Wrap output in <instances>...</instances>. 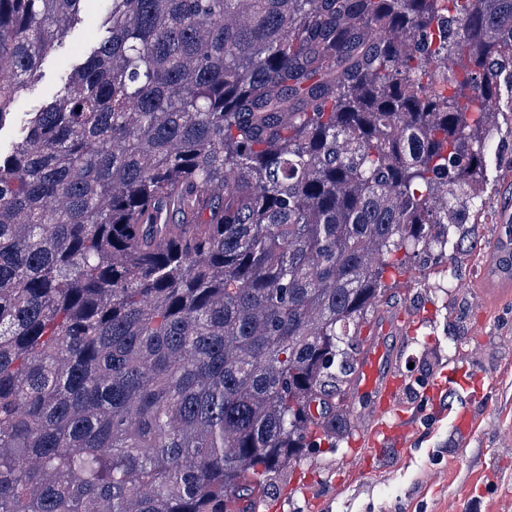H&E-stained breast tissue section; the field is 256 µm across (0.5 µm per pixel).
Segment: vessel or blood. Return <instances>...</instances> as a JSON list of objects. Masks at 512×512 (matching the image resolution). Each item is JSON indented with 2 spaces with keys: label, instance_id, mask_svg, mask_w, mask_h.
<instances>
[{
  "label": "vessel or blood",
  "instance_id": "vessel-or-blood-1",
  "mask_svg": "<svg viewBox=\"0 0 512 512\" xmlns=\"http://www.w3.org/2000/svg\"><path fill=\"white\" fill-rule=\"evenodd\" d=\"M359 383L361 391L375 394L381 410L377 423L360 437V445L388 448L404 444L409 427L399 411L401 379L391 371L383 345L365 349Z\"/></svg>",
  "mask_w": 512,
  "mask_h": 512
}]
</instances>
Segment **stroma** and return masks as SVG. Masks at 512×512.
Masks as SVG:
<instances>
[{
  "instance_id": "obj_1",
  "label": "stroma",
  "mask_w": 512,
  "mask_h": 512,
  "mask_svg": "<svg viewBox=\"0 0 512 512\" xmlns=\"http://www.w3.org/2000/svg\"><path fill=\"white\" fill-rule=\"evenodd\" d=\"M101 22L99 5L88 0L65 45L43 61L28 108L57 90L59 66L90 50L87 35ZM489 108L500 151L490 156L482 184L493 221L469 227L479 249L451 248L430 267L409 265L388 280L361 329V341H383L400 369L408 442L378 449L379 461L371 463L354 441L377 411L367 395L350 390V434L309 450L256 512H512V291L485 289L490 248L512 224V84L502 83ZM460 364L476 376L470 386L452 388L455 408L475 422L466 438L453 426V410L434 409L427 394Z\"/></svg>"
}]
</instances>
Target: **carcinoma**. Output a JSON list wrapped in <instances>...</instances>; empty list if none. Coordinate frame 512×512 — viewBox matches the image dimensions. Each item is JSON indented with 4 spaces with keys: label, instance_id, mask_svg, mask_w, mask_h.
<instances>
[{
    "label": "carcinoma",
    "instance_id": "cac0c4a2",
    "mask_svg": "<svg viewBox=\"0 0 512 512\" xmlns=\"http://www.w3.org/2000/svg\"><path fill=\"white\" fill-rule=\"evenodd\" d=\"M83 2L0 0V128ZM101 2L0 147V512H255L465 244L512 0ZM95 1H89L86 4V10L80 23L72 31L65 45L58 49L55 53L49 55L41 65L40 82L27 95V109L37 107L43 97L49 96L58 89L56 74L59 66L65 60H70L77 55L87 53L92 44L86 39L92 28L93 32H98L100 27V38H104L107 34L105 29L101 27L102 14L98 4Z\"/></svg>",
    "mask_w": 512,
    "mask_h": 512
}]
</instances>
